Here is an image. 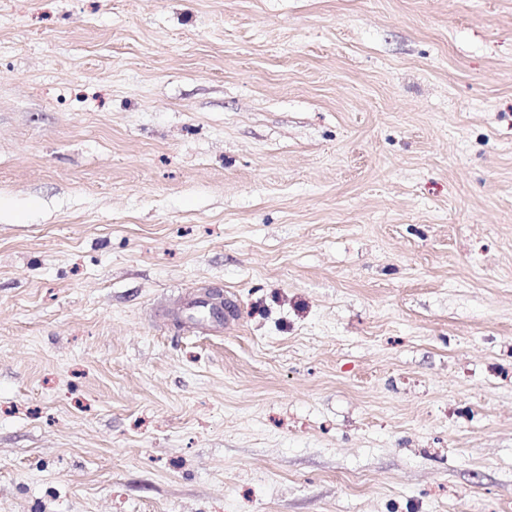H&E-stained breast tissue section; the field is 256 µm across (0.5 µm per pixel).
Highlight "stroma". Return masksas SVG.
Wrapping results in <instances>:
<instances>
[{"mask_svg":"<svg viewBox=\"0 0 512 512\" xmlns=\"http://www.w3.org/2000/svg\"><path fill=\"white\" fill-rule=\"evenodd\" d=\"M0 512H512V0H0ZM182 311L185 319L183 323L193 331L218 332L224 328V308L222 307V302L209 298H196L187 301Z\"/></svg>","mask_w":512,"mask_h":512,"instance_id":"obj_1","label":"stroma"}]
</instances>
